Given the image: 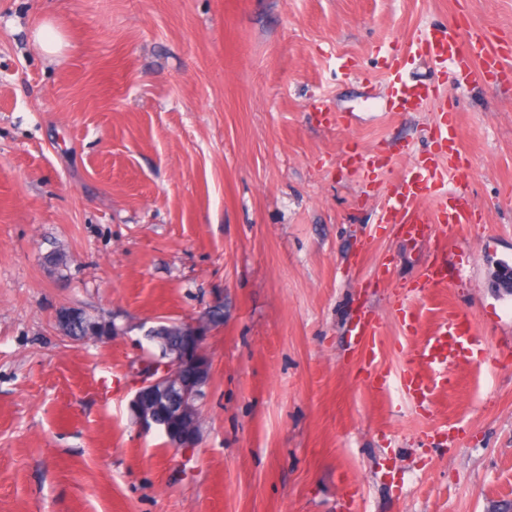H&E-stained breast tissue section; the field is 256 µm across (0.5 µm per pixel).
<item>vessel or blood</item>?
Segmentation results:
<instances>
[{"label": "vessel or blood", "instance_id": "1", "mask_svg": "<svg viewBox=\"0 0 512 512\" xmlns=\"http://www.w3.org/2000/svg\"><path fill=\"white\" fill-rule=\"evenodd\" d=\"M423 60L432 71L453 67L458 82H493L506 65L501 47L490 43L484 31L456 27L454 30L433 29L408 42L404 55H396L386 63L384 86L388 105L393 112H413L427 101H435L441 114L431 124L428 134L437 150L434 154L412 157L408 171L387 193L379 208V227H393L406 239L427 242L442 239L450 243L458 229L477 223V211L465 187L446 191L447 175L463 172L465 161L457 145V125L447 96L435 82L409 79L405 57ZM340 164L348 167L358 181H369L381 174L387 162L377 155L343 153ZM433 198L432 208H424L421 201ZM447 274L443 263L425 264L418 280L401 289L396 300L402 312H409L414 298L427 288L445 282ZM349 335L353 336L362 361L369 366V386L374 395H382L388 385L386 376L374 373L372 367L382 349L377 318L369 313L358 314L352 322ZM482 336L473 331L468 319L458 314L449 315L419 344L407 350V365L399 376L406 396L418 404L431 402L437 390L448 383V372L460 366L467 350L481 347Z\"/></svg>", "mask_w": 512, "mask_h": 512}]
</instances>
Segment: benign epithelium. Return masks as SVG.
Masks as SVG:
<instances>
[{
  "instance_id": "obj_1",
  "label": "benign epithelium",
  "mask_w": 512,
  "mask_h": 512,
  "mask_svg": "<svg viewBox=\"0 0 512 512\" xmlns=\"http://www.w3.org/2000/svg\"><path fill=\"white\" fill-rule=\"evenodd\" d=\"M222 308L214 305L197 317L178 323L180 341L166 347L150 361L133 368L135 393L130 409L144 428L164 430L171 447L180 451L196 447L200 430L201 402L211 373L205 342L212 329L221 325Z\"/></svg>"
}]
</instances>
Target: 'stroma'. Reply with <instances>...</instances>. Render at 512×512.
I'll list each match as a JSON object with an SVG mask.
<instances>
[{
	"mask_svg": "<svg viewBox=\"0 0 512 512\" xmlns=\"http://www.w3.org/2000/svg\"><path fill=\"white\" fill-rule=\"evenodd\" d=\"M459 22L512 42V0H0V512H487L512 499V80L444 76L480 221L412 309L486 338L433 405L398 375L394 292L434 245L377 228L435 103L389 112L384 60ZM63 47L44 53L41 25ZM391 157L372 185L336 163ZM390 275L378 277L381 264ZM194 450L131 418L144 327L215 304ZM377 316L372 396L349 342ZM116 316L78 344L57 317Z\"/></svg>",
	"mask_w": 512,
	"mask_h": 512,
	"instance_id": "35a3bbf8",
	"label": "stroma"
}]
</instances>
